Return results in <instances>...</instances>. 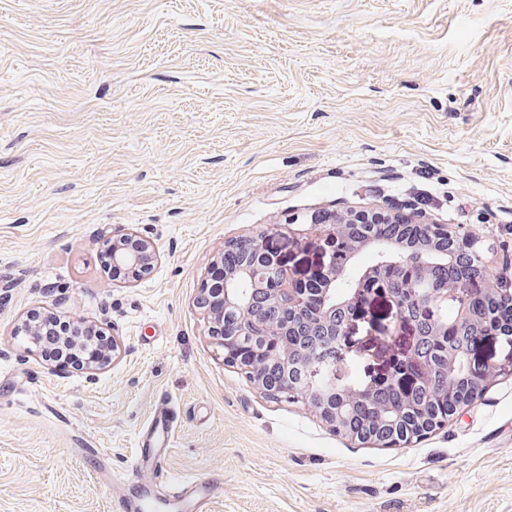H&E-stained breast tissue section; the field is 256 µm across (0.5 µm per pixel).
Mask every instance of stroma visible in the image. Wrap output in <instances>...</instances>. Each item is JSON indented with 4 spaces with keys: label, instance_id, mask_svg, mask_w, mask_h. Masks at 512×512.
Returning <instances> with one entry per match:
<instances>
[{
    "label": "stroma",
    "instance_id": "obj_1",
    "mask_svg": "<svg viewBox=\"0 0 512 512\" xmlns=\"http://www.w3.org/2000/svg\"><path fill=\"white\" fill-rule=\"evenodd\" d=\"M423 199L512 257V0H0V512H109L162 403L209 512H512V376L360 447L225 362L197 303L228 242L302 277L312 216ZM128 231L159 261L108 279ZM38 308L103 327L110 366L43 360ZM406 342L353 328L363 372Z\"/></svg>",
    "mask_w": 512,
    "mask_h": 512
}]
</instances>
